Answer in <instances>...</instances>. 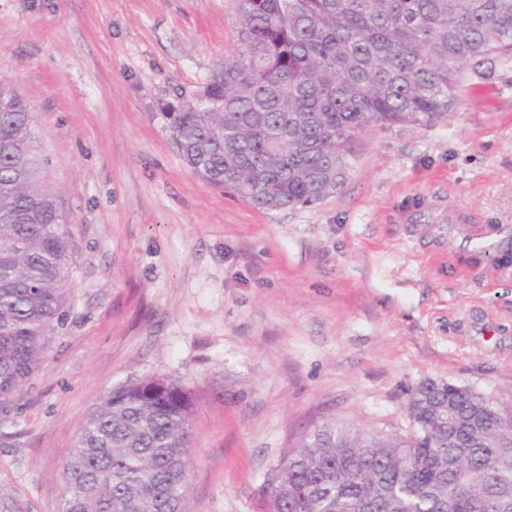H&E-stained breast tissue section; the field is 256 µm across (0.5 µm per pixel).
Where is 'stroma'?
<instances>
[{"label": "stroma", "instance_id": "35a3bbf8", "mask_svg": "<svg viewBox=\"0 0 512 512\" xmlns=\"http://www.w3.org/2000/svg\"><path fill=\"white\" fill-rule=\"evenodd\" d=\"M235 0H0V82L35 109L74 250L64 324L0 406V512H62L90 413L192 392L183 512H264L270 470L334 421L405 433L427 379L512 396V52L446 122L363 136L321 204L208 185L164 116L236 47Z\"/></svg>", "mask_w": 512, "mask_h": 512}]
</instances>
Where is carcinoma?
<instances>
[{
	"instance_id": "obj_1",
	"label": "carcinoma",
	"mask_w": 512,
	"mask_h": 512,
	"mask_svg": "<svg viewBox=\"0 0 512 512\" xmlns=\"http://www.w3.org/2000/svg\"><path fill=\"white\" fill-rule=\"evenodd\" d=\"M238 49L165 113L203 182L259 209L320 204L359 137L448 120L464 68L512 49V0H236ZM30 103L0 82V404L64 319L69 217ZM193 397L156 379L95 408L64 466L63 512H182ZM407 434L333 421L270 472L268 512H512V403L425 380Z\"/></svg>"
}]
</instances>
